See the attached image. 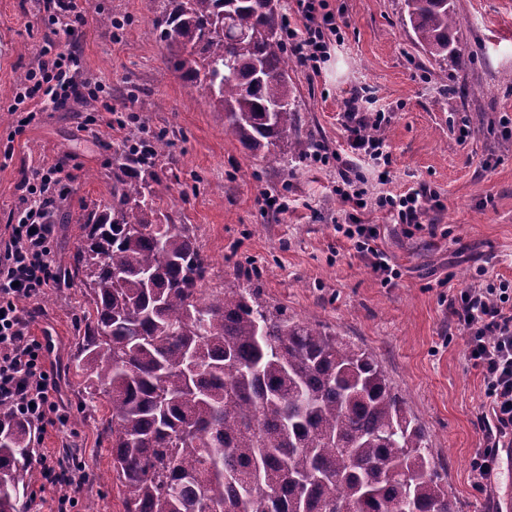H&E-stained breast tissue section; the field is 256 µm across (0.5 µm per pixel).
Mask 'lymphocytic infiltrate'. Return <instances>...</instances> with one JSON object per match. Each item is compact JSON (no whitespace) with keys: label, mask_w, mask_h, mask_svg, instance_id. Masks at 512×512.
Returning <instances> with one entry per match:
<instances>
[{"label":"lymphocytic infiltrate","mask_w":512,"mask_h":512,"mask_svg":"<svg viewBox=\"0 0 512 512\" xmlns=\"http://www.w3.org/2000/svg\"><path fill=\"white\" fill-rule=\"evenodd\" d=\"M284 39L304 67L319 72L331 46L341 39V27L328 0H293L284 19ZM74 64L73 56L42 49L41 60L27 80L56 106L73 97L97 99V84L76 81ZM388 121L386 113L356 101L344 111L350 156L341 162L342 184L336 189L337 196L353 210L348 223L337 225V232L368 257L373 272L386 283L400 272L377 243L378 225L363 223L357 211L382 212L410 233L421 230L429 205L437 201L434 192L423 186L372 199L357 189L353 176L357 163L376 169L379 179L388 176L391 155L384 138L366 133L367 128L378 130ZM24 189L16 222L10 225L8 238L0 240V402L28 423L43 426L56 409L57 384L45 369L41 343L26 332L20 303L37 298L53 278L50 216L67 190L57 167L33 171ZM448 307L464 332L468 359L482 378L485 446L474 458L472 470L478 484L485 487L494 478L500 448L512 442V281L457 289L449 296Z\"/></svg>","instance_id":"obj_1"}]
</instances>
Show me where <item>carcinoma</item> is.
Returning a JSON list of instances; mask_svg holds the SVG:
<instances>
[{"mask_svg": "<svg viewBox=\"0 0 512 512\" xmlns=\"http://www.w3.org/2000/svg\"><path fill=\"white\" fill-rule=\"evenodd\" d=\"M180 77L250 151L301 155L278 0H164ZM414 43L457 56L453 0H403ZM149 162L112 157L68 277L89 288L88 387L109 406L126 512H455L423 428L372 354L259 301L206 288L210 263L156 202ZM32 429L0 404V512H20Z\"/></svg>", "mask_w": 512, "mask_h": 512, "instance_id": "carcinoma-1", "label": "carcinoma"}]
</instances>
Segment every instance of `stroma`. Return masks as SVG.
<instances>
[{"label": "stroma", "instance_id": "1", "mask_svg": "<svg viewBox=\"0 0 512 512\" xmlns=\"http://www.w3.org/2000/svg\"><path fill=\"white\" fill-rule=\"evenodd\" d=\"M78 35L48 20L39 0H0V237L20 202L26 175L61 166L67 197L55 211V268L72 265L85 239L84 221L108 198L112 148L125 140L164 136L154 170L158 203L191 225L210 261L207 287L251 283L266 305L288 317L335 330L374 353L424 429L457 512H503L512 500V451L501 449L491 487L479 486L471 462L483 446L482 386L465 337L448 307L450 288L479 279L512 280V0H455L460 53L447 70L411 40L403 0H330L346 24L320 73L292 64L296 124L328 152L347 146L340 115L351 94L374 101L390 119L379 134L392 163L387 182L365 171L369 196L426 185L438 207L426 230L405 235L380 212V247L401 272L386 284L367 257L336 227L349 209L336 196V164H289L252 153L224 129L209 94L184 82L168 62L155 25L163 0H90ZM110 14L104 26L99 14ZM74 51L80 78L101 81L98 100L53 107L40 99L15 105L22 75L42 47ZM138 121L116 132L105 109ZM468 120L473 134L457 137ZM286 196L289 209H263L262 194ZM29 336L45 351L55 378L60 422L36 431L37 454L79 457L88 477L71 512H125L112 469L109 414L91 396L79 368L85 291L56 279L23 303Z\"/></svg>", "mask_w": 512, "mask_h": 512}]
</instances>
